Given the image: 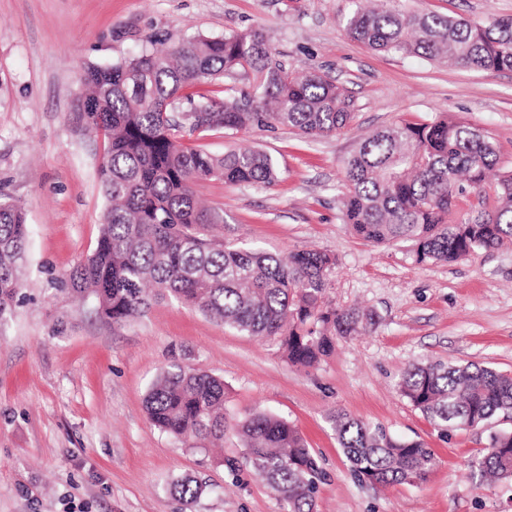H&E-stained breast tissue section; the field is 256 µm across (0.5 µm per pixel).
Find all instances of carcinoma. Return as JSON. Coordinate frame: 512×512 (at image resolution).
I'll use <instances>...</instances> for the list:
<instances>
[{"label":"carcinoma","instance_id":"1","mask_svg":"<svg viewBox=\"0 0 512 512\" xmlns=\"http://www.w3.org/2000/svg\"><path fill=\"white\" fill-rule=\"evenodd\" d=\"M347 33L370 48L443 60L478 71H512V17L487 24L431 12H407L397 0L354 12ZM244 75L250 90L205 85ZM80 120L107 140L98 174L106 200L93 254L69 275L70 289L93 296L114 324L134 318L154 296L190 305L212 320L254 337L279 338L288 361L315 367L336 337L371 323L359 308L325 303L331 255L302 250L286 257L211 239L223 218L197 199L203 181L268 184L277 165L260 150L213 155L183 138L218 129L277 126L327 136L350 123L347 90L316 70L297 74L272 53L260 29L188 40L165 50L144 48L111 67L88 65L79 77ZM500 149L485 133L446 115L399 120L374 131L345 165L342 219L363 240H406L414 259L456 263L477 250L512 246V169L486 191ZM474 197L469 217L448 223L458 197ZM28 240L24 207L0 200V322L20 294V267ZM401 394L440 433L512 419V377L474 363H411ZM150 420L181 439L224 437V380L174 365L145 397ZM336 438L359 480L374 485L426 479L434 453L420 439L393 436L385 427L331 413ZM244 459L283 495L284 512H315L323 471L312 449L287 420L253 413L238 424ZM476 477L512 483V431L489 435L487 452L473 463ZM170 492L195 502L206 485L190 475Z\"/></svg>","mask_w":512,"mask_h":512}]
</instances>
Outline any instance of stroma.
<instances>
[{
	"instance_id": "stroma-1",
	"label": "stroma",
	"mask_w": 512,
	"mask_h": 512,
	"mask_svg": "<svg viewBox=\"0 0 512 512\" xmlns=\"http://www.w3.org/2000/svg\"><path fill=\"white\" fill-rule=\"evenodd\" d=\"M360 0H0V196L21 203L28 245L21 294L0 326V512H281L279 493L250 468L238 422L264 412L294 424L326 474L316 512H512V485L477 487L470 463L490 429L438 433L398 387L414 361L472 362L512 373V249L454 264L416 263L412 244L372 245L344 224L343 169L360 142L401 119L439 114L486 131L512 168V72L474 71L380 52L344 28ZM407 10L477 23L512 17V0H400ZM264 29L294 69L315 68L355 100L331 136L292 127L216 130L195 139L215 155L246 147L277 161L274 185L206 181L195 190L223 214L226 242L285 255L319 249L336 263L329 304L375 315L340 337L319 367L170 298L123 324L65 287L96 247L105 201L102 138L74 110L81 67H109L142 48ZM223 379L222 448L174 438L147 417L149 385L172 364ZM342 410L432 448L425 481L384 488L360 481L329 421ZM213 487L188 503L170 480Z\"/></svg>"
}]
</instances>
